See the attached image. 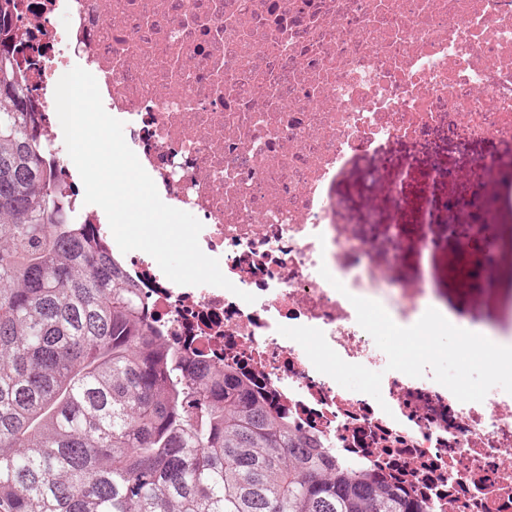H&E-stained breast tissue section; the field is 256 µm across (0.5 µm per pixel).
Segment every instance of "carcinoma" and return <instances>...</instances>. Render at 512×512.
Listing matches in <instances>:
<instances>
[{
	"label": "carcinoma",
	"instance_id": "1",
	"mask_svg": "<svg viewBox=\"0 0 512 512\" xmlns=\"http://www.w3.org/2000/svg\"><path fill=\"white\" fill-rule=\"evenodd\" d=\"M0 0V512H421L173 349L47 176Z\"/></svg>",
	"mask_w": 512,
	"mask_h": 512
}]
</instances>
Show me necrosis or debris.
<instances>
[{
    "label": "necrosis or debris",
    "mask_w": 512,
    "mask_h": 512,
    "mask_svg": "<svg viewBox=\"0 0 512 512\" xmlns=\"http://www.w3.org/2000/svg\"><path fill=\"white\" fill-rule=\"evenodd\" d=\"M13 5L12 50L76 222L106 221L84 201L56 113V84L78 65L162 201L202 223L201 250L234 285H178L149 254L113 249L169 343L232 367L326 455L427 512H512V394L462 403L432 371L387 370L350 302L377 301L402 327L426 307L463 327L436 286L442 239L468 252L462 224L484 240L488 282L501 277L485 227L512 223V0ZM458 139L502 150L459 154ZM440 154L452 163L436 165ZM390 155L401 159L393 177ZM352 173L361 190L345 202L338 188ZM381 200L390 223L439 227L419 241L415 273L397 232L385 265L372 262ZM281 325L318 328L344 361L382 372L381 400L317 371Z\"/></svg>",
    "instance_id": "4bbe7bcc"
}]
</instances>
